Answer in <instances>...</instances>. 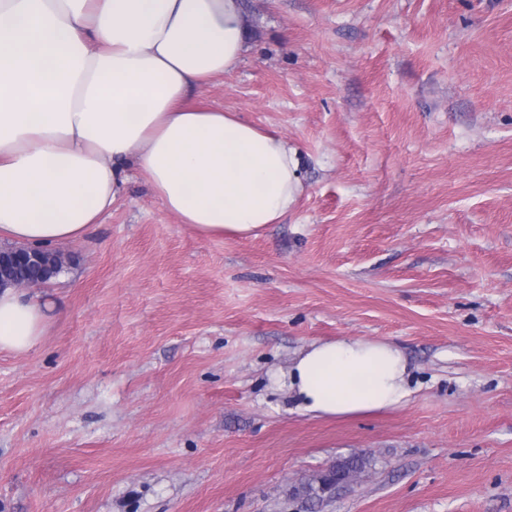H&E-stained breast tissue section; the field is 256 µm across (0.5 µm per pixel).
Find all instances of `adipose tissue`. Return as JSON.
Instances as JSON below:
<instances>
[{
    "mask_svg": "<svg viewBox=\"0 0 512 512\" xmlns=\"http://www.w3.org/2000/svg\"><path fill=\"white\" fill-rule=\"evenodd\" d=\"M247 50L241 0H0V239L73 243L141 177L203 236L250 237L303 191L299 150L238 113L187 105ZM39 295L0 289V351L48 328ZM297 411L344 419L406 404L396 345L310 344L271 374Z\"/></svg>",
    "mask_w": 512,
    "mask_h": 512,
    "instance_id": "ef3b65f1",
    "label": "adipose tissue"
}]
</instances>
